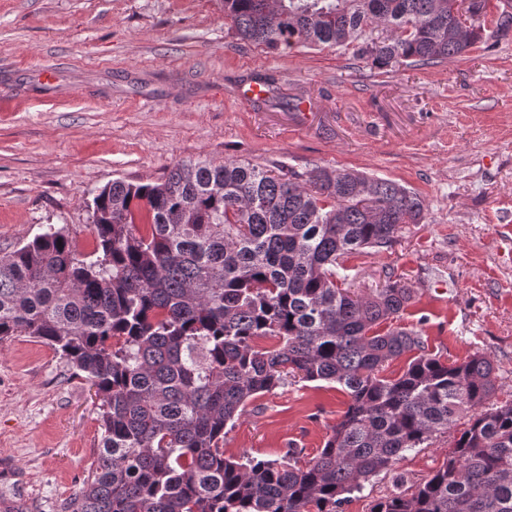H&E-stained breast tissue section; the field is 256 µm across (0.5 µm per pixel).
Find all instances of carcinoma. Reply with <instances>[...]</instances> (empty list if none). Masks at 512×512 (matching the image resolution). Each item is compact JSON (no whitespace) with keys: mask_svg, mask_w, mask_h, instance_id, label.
Wrapping results in <instances>:
<instances>
[{"mask_svg":"<svg viewBox=\"0 0 512 512\" xmlns=\"http://www.w3.org/2000/svg\"><path fill=\"white\" fill-rule=\"evenodd\" d=\"M490 2L456 15L448 0H224V18L244 42L353 45L384 69L509 35L512 10ZM424 209L405 186L353 170L182 160L94 196L90 254L51 227L0 257V341L50 346L101 400L97 465L65 512H338L461 418L444 464L371 512H512V402L490 404L491 356L441 360L421 330L393 325L413 289L358 293L337 272ZM408 353L399 377L381 376ZM289 376L348 393L324 448L303 465L294 448L224 457L227 425Z\"/></svg>","mask_w":512,"mask_h":512,"instance_id":"obj_1","label":"carcinoma"}]
</instances>
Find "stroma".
Listing matches in <instances>:
<instances>
[{
	"label": "stroma",
	"instance_id": "35a3bbf8",
	"mask_svg": "<svg viewBox=\"0 0 512 512\" xmlns=\"http://www.w3.org/2000/svg\"><path fill=\"white\" fill-rule=\"evenodd\" d=\"M261 80L268 93L239 92ZM314 166L396 181L425 218L344 261L356 289L414 290L400 323L448 361L487 353L512 401V34L465 56L379 69L354 48L238 40L223 0H0V256L48 227L93 251L92 200L113 179H161L180 160ZM340 386L288 382L250 400L226 457L318 454L347 407ZM99 399L49 346L0 342V501L64 512L101 446ZM452 433L395 466L412 489Z\"/></svg>",
	"mask_w": 512,
	"mask_h": 512
}]
</instances>
